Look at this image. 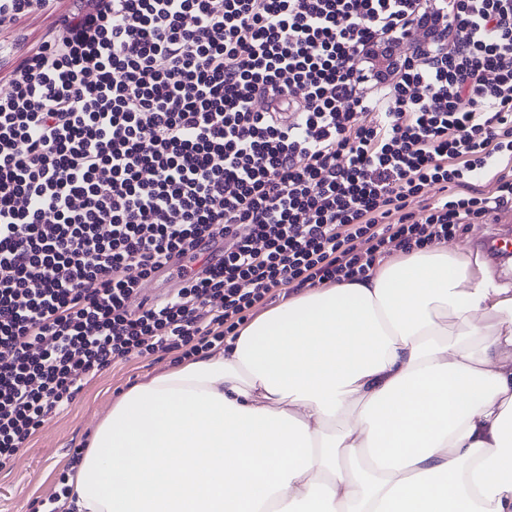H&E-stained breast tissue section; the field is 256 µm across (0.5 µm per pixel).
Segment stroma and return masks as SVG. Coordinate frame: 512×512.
Instances as JSON below:
<instances>
[{"mask_svg": "<svg viewBox=\"0 0 512 512\" xmlns=\"http://www.w3.org/2000/svg\"><path fill=\"white\" fill-rule=\"evenodd\" d=\"M70 8V0H59L55 13L30 15L9 29L0 40L24 52L35 47L54 26L59 15ZM512 225V209L464 225L449 237L448 248L478 254L493 275L512 283V262L495 259L488 241ZM173 354L157 351L147 356L120 361L89 380L76 402L66 411L52 414L13 460L0 469V512H34L42 501L61 491L73 472L72 452L88 448L96 425L110 412L113 402L133 385L152 375L174 368Z\"/></svg>", "mask_w": 512, "mask_h": 512, "instance_id": "stroma-1", "label": "stroma"}]
</instances>
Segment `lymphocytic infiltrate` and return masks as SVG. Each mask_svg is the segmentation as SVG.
Wrapping results in <instances>:
<instances>
[{"label":"lymphocytic infiltrate","mask_w":512,"mask_h":512,"mask_svg":"<svg viewBox=\"0 0 512 512\" xmlns=\"http://www.w3.org/2000/svg\"><path fill=\"white\" fill-rule=\"evenodd\" d=\"M72 2L0 96V468L112 363L512 209V0H448L447 54L378 88L360 53L419 0ZM163 268L181 288L130 311Z\"/></svg>","instance_id":"lymphocytic-infiltrate-1"}]
</instances>
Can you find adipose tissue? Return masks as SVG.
Returning a JSON list of instances; mask_svg holds the SVG:
<instances>
[{
	"mask_svg": "<svg viewBox=\"0 0 512 512\" xmlns=\"http://www.w3.org/2000/svg\"><path fill=\"white\" fill-rule=\"evenodd\" d=\"M62 512H512V288L435 244L131 387Z\"/></svg>",
	"mask_w": 512,
	"mask_h": 512,
	"instance_id": "adipose-tissue-1",
	"label": "adipose tissue"
}]
</instances>
